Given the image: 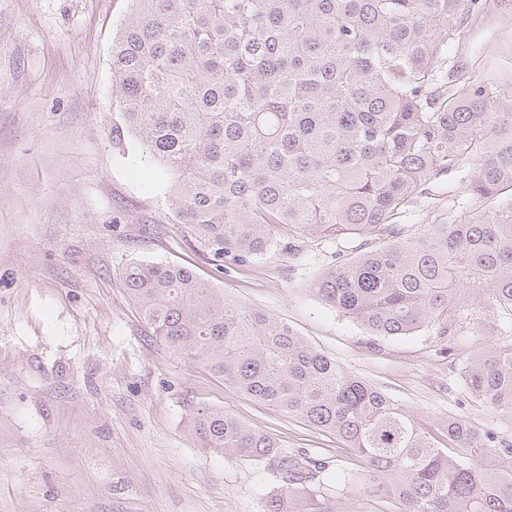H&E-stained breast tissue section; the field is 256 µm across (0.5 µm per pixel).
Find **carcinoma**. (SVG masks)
I'll use <instances>...</instances> for the list:
<instances>
[{
    "instance_id": "1",
    "label": "carcinoma",
    "mask_w": 512,
    "mask_h": 512,
    "mask_svg": "<svg viewBox=\"0 0 512 512\" xmlns=\"http://www.w3.org/2000/svg\"><path fill=\"white\" fill-rule=\"evenodd\" d=\"M112 40V146L136 138L177 175V223L224 271L263 255L276 228L371 234L313 293L373 336L451 330L459 290L512 308V204L408 233L400 214L433 179L469 166L470 193L512 188V93L446 69L464 12L498 0H131ZM129 294L176 354L255 400L336 435L348 475L397 512H512V443L449 416L441 448L382 389L263 310L185 267L128 263ZM471 394L512 418V347L468 359ZM197 445L275 466L267 512H336L322 464L286 455L220 408L188 416Z\"/></svg>"
}]
</instances>
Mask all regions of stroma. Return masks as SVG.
<instances>
[{
    "label": "stroma",
    "mask_w": 512,
    "mask_h": 512,
    "mask_svg": "<svg viewBox=\"0 0 512 512\" xmlns=\"http://www.w3.org/2000/svg\"><path fill=\"white\" fill-rule=\"evenodd\" d=\"M129 10V0H0V512H265L275 470L198 448L186 417L204 404L322 462L336 512H397L344 483L360 463L335 436L152 336L122 276L131 261L192 267L278 316L426 430L452 415L512 442V419L464 382L473 352L512 346V311L478 289L464 290L448 336L382 337L311 290L361 237L283 228L264 255L215 271L177 224L166 175L112 147V39ZM448 63L512 92V0L464 15ZM470 177L465 167L433 180L402 223L418 233L484 212Z\"/></svg>",
    "instance_id": "obj_1"
}]
</instances>
